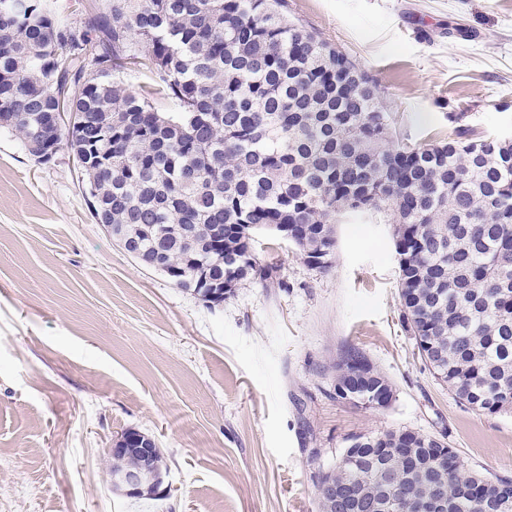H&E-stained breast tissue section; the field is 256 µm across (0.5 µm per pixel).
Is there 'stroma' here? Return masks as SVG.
Instances as JSON below:
<instances>
[{
  "label": "stroma",
  "mask_w": 512,
  "mask_h": 512,
  "mask_svg": "<svg viewBox=\"0 0 512 512\" xmlns=\"http://www.w3.org/2000/svg\"><path fill=\"white\" fill-rule=\"evenodd\" d=\"M380 84L406 142L512 132V0H288ZM269 286L212 306L116 245L68 150L37 163L0 132V512H318L316 477L348 438L445 436L464 473L512 478V411L459 401L400 317L393 226L341 218L332 266L262 232ZM362 350L389 407L337 399L330 366ZM155 438L169 495L113 486L114 438Z\"/></svg>",
  "instance_id": "35a3bbf8"
}]
</instances>
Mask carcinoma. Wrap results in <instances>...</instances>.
Returning <instances> with one entry per match:
<instances>
[{
    "instance_id": "obj_1",
    "label": "carcinoma",
    "mask_w": 512,
    "mask_h": 512,
    "mask_svg": "<svg viewBox=\"0 0 512 512\" xmlns=\"http://www.w3.org/2000/svg\"><path fill=\"white\" fill-rule=\"evenodd\" d=\"M56 12L48 0H0V129L28 145L53 113L74 112L40 150L79 166L89 211L121 245L166 243L161 273L199 294L198 271L228 283L273 279L256 234L278 224L305 263L331 267L340 215L387 210L398 256L402 322L433 376L470 407L512 411V138L394 145L396 119L377 82L288 19L286 0H106ZM144 73L137 90L127 70ZM67 101L59 103L58 97ZM195 228L186 241L183 226ZM336 397L386 408L389 378L356 347L335 364ZM445 437L388 431L351 438L331 480L362 512L360 492L416 512L434 479L446 512H494L512 478L433 466Z\"/></svg>"
}]
</instances>
